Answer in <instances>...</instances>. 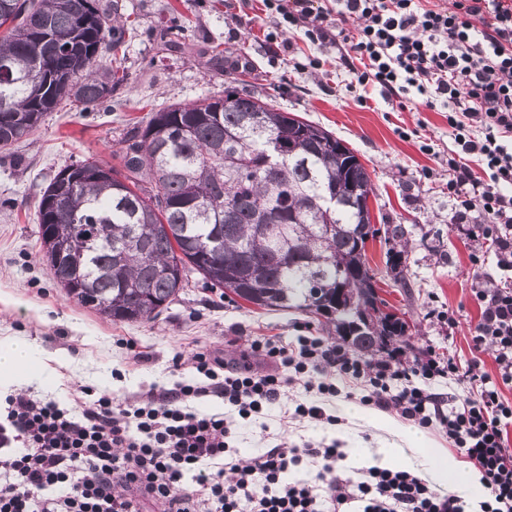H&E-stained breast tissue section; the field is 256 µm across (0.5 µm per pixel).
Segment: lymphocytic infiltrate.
Returning <instances> with one entry per match:
<instances>
[{
    "label": "lymphocytic infiltrate",
    "instance_id": "lymphocytic-infiltrate-1",
    "mask_svg": "<svg viewBox=\"0 0 512 512\" xmlns=\"http://www.w3.org/2000/svg\"><path fill=\"white\" fill-rule=\"evenodd\" d=\"M281 23L303 25L311 41L348 46L339 60L359 86L385 99L448 112L455 147L448 152V193L457 221L478 224L512 269V0H336L353 33L333 26L322 0H263ZM479 170H472V162ZM480 319L473 349L490 353L497 376L427 347L403 346L384 358L349 351L316 336L294 345L263 336L252 361L194 352L196 382L136 399L84 388L79 413L23 393L0 402V512H465L418 474L378 466L342 474L337 443H280L234 459L232 432L219 414L191 411L204 396L261 414L288 386L320 374L307 392L337 396L362 386L363 405L442 432L479 474L480 512H512V289L476 288ZM447 379L460 394L429 391ZM314 463L312 481L289 475Z\"/></svg>",
    "mask_w": 512,
    "mask_h": 512
}]
</instances>
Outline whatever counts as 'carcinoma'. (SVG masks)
<instances>
[{
	"label": "carcinoma",
	"mask_w": 512,
	"mask_h": 512,
	"mask_svg": "<svg viewBox=\"0 0 512 512\" xmlns=\"http://www.w3.org/2000/svg\"><path fill=\"white\" fill-rule=\"evenodd\" d=\"M118 4L96 0H0V116L17 118L6 147L37 128L61 103L85 108L126 80ZM69 39L71 49H56ZM109 64L101 65L104 55ZM48 56L39 81L31 63ZM261 112L264 123H251ZM284 153L269 173L271 143ZM122 172L95 160L62 169L38 205L43 257L56 283L80 305L114 321L159 315L188 273L209 288L260 309L300 310L326 318L360 354L387 349L405 322L382 311L366 242L384 233L386 265L401 271L402 224L372 226L366 167L323 127L259 97L225 90L152 113L121 149ZM336 194L333 204L326 193ZM238 267L252 274L227 276ZM380 312L377 328L358 331L352 310L336 311V280Z\"/></svg>",
	"instance_id": "cac0c4a2"
}]
</instances>
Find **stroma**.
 <instances>
[{
    "label": "stroma",
    "mask_w": 512,
    "mask_h": 512,
    "mask_svg": "<svg viewBox=\"0 0 512 512\" xmlns=\"http://www.w3.org/2000/svg\"><path fill=\"white\" fill-rule=\"evenodd\" d=\"M99 2L118 3L121 15L135 24L125 43L126 83L89 110L48 113L37 130L0 148V343L27 340L52 368L46 380L23 386V393L68 408L87 385L139 396L171 386V359L178 352L188 356L205 347L231 360L254 336L289 342L303 334L325 335L318 315L267 312L224 298L195 273L156 319L117 322L68 298L42 259L37 206L62 168L88 159L119 167L124 140L147 114L220 97L228 87L271 100L355 151L374 187L369 206L375 227L403 224L410 231L405 263L411 288L404 292L385 267L381 243H366L380 296L407 322L397 344L416 350L430 345L470 359L471 331L480 317L472 255L486 256L493 279L502 276L492 261L494 244L466 235L455 221L447 113L403 110L388 104L379 89L354 85L337 63L336 46L310 41L303 28H288L286 41L273 40L276 26L263 17L261 0H251L243 12L235 0ZM216 45L223 51L218 64L211 60ZM445 310L455 312V328L437 319ZM129 341L134 350L126 349ZM361 395L352 385L325 402L327 413L343 418L336 427L287 419V403L253 421L234 419L232 445L242 458L284 441H335L373 459L379 449L396 448L405 469L433 480L431 469L411 458L405 438L410 423L366 406L357 417H343L344 405L358 403Z\"/></svg>",
    "instance_id": "stroma-1"
}]
</instances>
